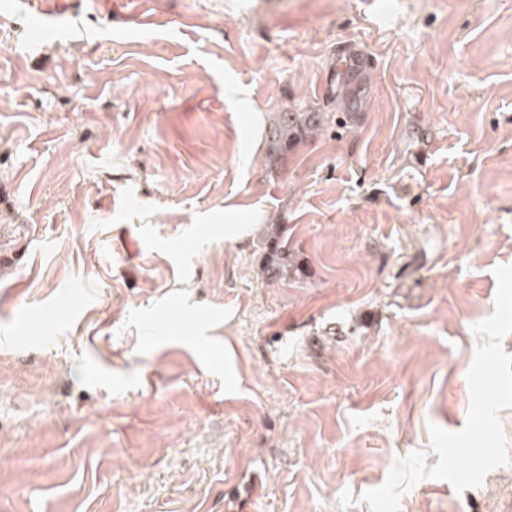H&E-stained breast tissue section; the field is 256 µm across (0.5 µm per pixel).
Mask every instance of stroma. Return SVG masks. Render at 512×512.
I'll return each mask as SVG.
<instances>
[{"label":"stroma","instance_id":"1","mask_svg":"<svg viewBox=\"0 0 512 512\" xmlns=\"http://www.w3.org/2000/svg\"><path fill=\"white\" fill-rule=\"evenodd\" d=\"M277 112L332 121L273 160ZM500 265L512 0H0V512H371ZM400 507L512 512V463ZM266 249L267 256L260 268L262 279L275 282L301 272L296 253L285 242L282 225L271 224Z\"/></svg>","mask_w":512,"mask_h":512}]
</instances>
